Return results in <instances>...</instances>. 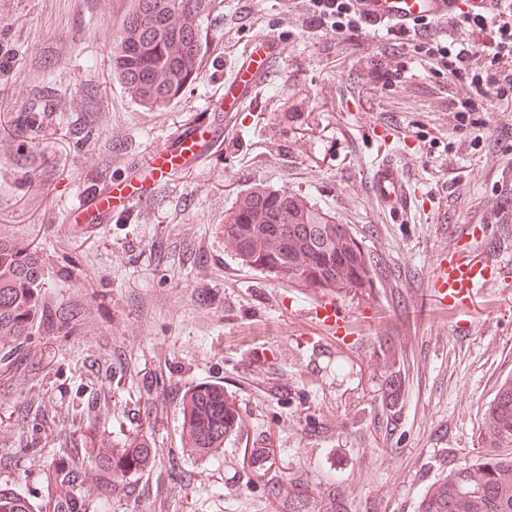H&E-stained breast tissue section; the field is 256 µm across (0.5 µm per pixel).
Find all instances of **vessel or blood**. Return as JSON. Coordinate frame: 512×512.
Returning <instances> with one entry per match:
<instances>
[{
  "label": "vessel or blood",
  "instance_id": "1",
  "mask_svg": "<svg viewBox=\"0 0 512 512\" xmlns=\"http://www.w3.org/2000/svg\"><path fill=\"white\" fill-rule=\"evenodd\" d=\"M490 3L491 0H357V8L370 21L398 28L422 18L448 17L458 8L479 14L487 11ZM281 52V40L274 37L258 40L239 67L234 85L227 88L226 97L235 101L242 91L266 84ZM221 125V115L213 114L204 127L179 134L175 149L158 150L135 179L112 181L108 204L94 207L96 220L105 221L113 209L124 211L148 202L163 187L166 169L194 163L206 146L221 144ZM369 188L384 205L393 209L398 208L408 195L406 181L391 163L382 164L374 170ZM492 273L510 277L512 266L500 261L492 248H480L468 239L434 264L430 287L440 304L461 311L468 307L478 288L486 284L488 275ZM311 316L331 329L344 330L348 327L344 307L329 293L317 297Z\"/></svg>",
  "mask_w": 512,
  "mask_h": 512
}]
</instances>
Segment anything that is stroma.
I'll use <instances>...</instances> for the list:
<instances>
[{
	"label": "stroma",
	"instance_id": "obj_1",
	"mask_svg": "<svg viewBox=\"0 0 512 512\" xmlns=\"http://www.w3.org/2000/svg\"><path fill=\"white\" fill-rule=\"evenodd\" d=\"M129 5L0 0V122L51 88L54 123L71 127L98 93L106 175L117 180L211 111L227 113L224 148L169 171L126 223L87 227L79 247L69 216L100 165L97 146L42 141L54 172L45 194L23 187L16 145L0 132V235L40 246L46 300L81 301L86 315L81 335L41 340L37 381L0 386V451L15 458L0 484L39 503L61 444L100 457L137 440L153 462L113 482L110 512H157L173 467L190 492L169 512H288L297 497L306 512H417L428 487L489 451L485 410L512 378V279L492 278L466 316L441 309L428 286L452 248L446 222L488 227L512 260V104L457 121L447 80L420 60L393 76L401 58L385 57L393 41L373 26L336 37L298 0H224L199 79L172 105L144 107L109 65ZM270 33L283 43L273 77L230 106L224 88L245 48ZM390 127L400 132L391 141ZM387 151L417 190L402 212L368 190ZM258 184L308 197L369 254L372 288L338 293L348 334L314 323L315 289L227 248L224 214ZM206 383L223 386L244 422L198 452L180 409ZM103 385L108 418L52 433L30 412L86 402Z\"/></svg>",
	"mask_w": 512,
	"mask_h": 512
}]
</instances>
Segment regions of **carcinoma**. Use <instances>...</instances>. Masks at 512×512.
Instances as JSON below:
<instances>
[{
	"label": "carcinoma",
	"mask_w": 512,
	"mask_h": 512,
	"mask_svg": "<svg viewBox=\"0 0 512 512\" xmlns=\"http://www.w3.org/2000/svg\"><path fill=\"white\" fill-rule=\"evenodd\" d=\"M217 0H131L114 36L112 75L130 100L144 107H166L200 77L205 49L204 24ZM54 99L43 96L23 105L10 120L17 142L16 162L29 182L50 189L46 171L34 166L40 141L57 133L52 127ZM98 104L81 113L78 142L98 140ZM224 241L242 264L334 292L372 287L371 260L347 225L320 211L307 198L260 185L237 196L224 215ZM43 266L37 249H18L0 237V336L13 346L0 350V382L18 388L35 379L29 359L31 336L66 338L82 333L78 306L51 304L42 296L46 278L30 279L24 268ZM108 397H95L82 408L62 411L37 407L45 425L90 423L109 412ZM236 410L224 390L197 387L195 400L181 411L184 431L195 448H218L233 427ZM486 428L493 447H512V382L490 401ZM147 448H125L96 460L88 448L61 447L52 455L47 481L52 488L45 512H102L106 503L85 490L90 464L101 486L140 467ZM0 512H34L17 489L0 487ZM418 512H512V453L494 452L471 466L448 473L436 489L424 493Z\"/></svg>",
	"instance_id": "carcinoma-1"
}]
</instances>
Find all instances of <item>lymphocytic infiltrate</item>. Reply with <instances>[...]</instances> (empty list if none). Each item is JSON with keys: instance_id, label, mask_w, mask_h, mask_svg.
Masks as SVG:
<instances>
[{"instance_id": "obj_1", "label": "lymphocytic infiltrate", "mask_w": 512, "mask_h": 512, "mask_svg": "<svg viewBox=\"0 0 512 512\" xmlns=\"http://www.w3.org/2000/svg\"><path fill=\"white\" fill-rule=\"evenodd\" d=\"M319 28L336 36L361 29L366 22L354 0H305ZM448 35L432 32L433 23L399 30L411 56L431 59L432 75L459 86L451 109L455 116L486 111L492 101H512V11L489 17L456 11L448 18Z\"/></svg>"}]
</instances>
